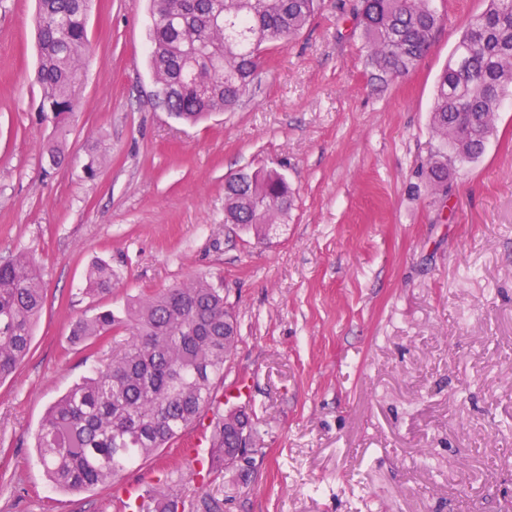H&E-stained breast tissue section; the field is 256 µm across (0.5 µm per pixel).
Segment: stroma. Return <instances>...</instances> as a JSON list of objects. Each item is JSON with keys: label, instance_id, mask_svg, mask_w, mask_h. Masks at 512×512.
Wrapping results in <instances>:
<instances>
[{"label": "stroma", "instance_id": "35a3bbf8", "mask_svg": "<svg viewBox=\"0 0 512 512\" xmlns=\"http://www.w3.org/2000/svg\"><path fill=\"white\" fill-rule=\"evenodd\" d=\"M357 2L323 0L236 111L192 125L157 98L148 0H92L62 130L31 81L36 2L0 0V263L34 257L46 288L31 352L0 381V512H126L120 489L139 483L193 499L208 417L110 489H55L34 435L107 355L72 349L77 317L201 275L239 324L224 405L259 433L247 476L207 486L226 512H512V100L447 194L419 174L437 78L487 2L433 0L428 53L387 82ZM270 168L294 206L260 240L225 223L224 183ZM96 261L116 279L92 296Z\"/></svg>", "mask_w": 512, "mask_h": 512}]
</instances>
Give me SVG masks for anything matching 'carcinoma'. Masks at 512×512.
Wrapping results in <instances>:
<instances>
[{
  "label": "carcinoma",
  "mask_w": 512,
  "mask_h": 512,
  "mask_svg": "<svg viewBox=\"0 0 512 512\" xmlns=\"http://www.w3.org/2000/svg\"><path fill=\"white\" fill-rule=\"evenodd\" d=\"M90 0H38L42 111L63 126L76 109V89L88 48ZM321 0H151L149 58L165 109L195 123L232 112L250 93L264 45L296 37ZM355 17L368 49L372 78L412 71L443 18L431 0H359ZM512 95V0H487L471 19L436 83L432 127L439 147L425 174L438 192L448 168L473 161L486 147L491 120ZM292 193L275 169L231 175L224 184V223L266 237L288 217ZM112 267L88 272V292L112 289ZM37 266L21 255L0 264V379L29 353L44 304ZM71 343L102 345L111 354L49 408L35 437L38 459L64 491L107 488L128 466L173 443L223 396L224 368L238 330L224 288L205 277L150 292L121 310H99L72 324ZM208 475L234 466L241 441L256 447L245 410L213 413ZM139 512H185L181 494L157 487ZM190 512H224V500L199 493Z\"/></svg>",
  "instance_id": "carcinoma-1"
}]
</instances>
